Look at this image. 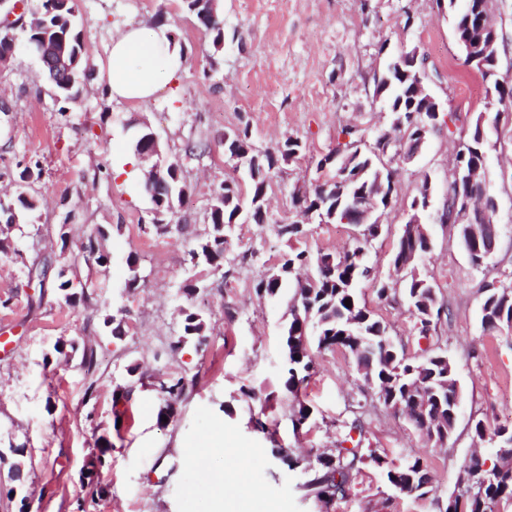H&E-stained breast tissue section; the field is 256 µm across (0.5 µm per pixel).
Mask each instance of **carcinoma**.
<instances>
[{
  "label": "carcinoma",
  "mask_w": 512,
  "mask_h": 512,
  "mask_svg": "<svg viewBox=\"0 0 512 512\" xmlns=\"http://www.w3.org/2000/svg\"><path fill=\"white\" fill-rule=\"evenodd\" d=\"M438 10L448 12L454 18L457 39L465 40L461 44L464 54L473 50L485 55L488 61L487 73L481 78H489L491 89L498 105L512 107V84L508 88H498L497 63L500 48L504 44L501 29L495 27L478 28L474 20V10L485 11V0H435ZM188 12L195 15L206 36L211 42L214 53L224 46V21L218 12L216 0H183ZM40 12L31 14L26 28V45L37 46L49 42L63 49L72 63L68 73H48L56 94L65 101H75L80 96L82 80L86 73L81 61L84 46L81 32L77 30L73 0H40ZM425 62L421 57L418 64L411 65L403 59V54L390 58L384 68L373 74V95L378 97L390 112L393 148L399 151L413 139H418L421 129L427 127L434 131L445 113L434 115L421 111L422 100L414 92V76ZM343 140L337 141L333 154L344 159L345 165H336V160L325 155L327 167L331 168V178L335 182L328 189H318L308 185L302 195L291 194L293 207L317 216L327 224L343 219L344 210L349 201L357 196H374L378 208L376 215L387 211L388 203L384 195L378 193L376 182L381 170L377 154L357 145L362 131L342 128ZM486 122L483 114H478L467 134L459 137L456 161L468 166L487 156ZM249 150L259 157L257 166L245 170L248 189L242 192L241 184L234 178L221 182L214 190L213 202L208 215L209 230L189 251L190 262L196 267L219 270L227 261L226 228L238 223L241 216L252 224L267 223L266 196L270 188L273 173L281 165L296 157L303 146L297 139H286L275 150L258 151L251 141L249 128L244 126L228 134L224 143V155L230 157L238 151ZM174 170L169 177L170 189L160 193L165 199H150L154 215H168L176 208L189 187L183 179L181 163L173 161ZM39 164L26 165L18 174V183L14 195L6 202H0V217L5 224L0 225V251L6 252L10 244L12 224L39 208V199L31 195L27 184L39 179ZM381 232L378 218H371L361 233L360 241L353 249L342 255L332 253L312 257L306 250H297L283 258L277 271L260 280L255 286L256 294L274 297L281 289L294 285L297 305L293 307L286 326L284 337L287 361L284 367V387L295 395L308 383L314 372L313 350L344 348L354 359L355 370L370 384L378 399L387 402L398 399L404 390L419 379L427 380V386L435 389L434 396L440 402L441 415L448 418V403L459 395L455 369L451 362H443L446 355L432 352L421 360H412L405 356L390 337L386 323L376 318L362 305L357 295V284L368 279L369 270L364 260L357 259L358 254L366 250L367 245ZM107 233L100 229L93 240H86L83 249L91 254L94 262L104 267L109 256L103 249L102 241ZM399 252L410 253L414 267L430 253L431 247L426 239L420 237L400 241ZM315 267L313 280L294 279L293 272L301 267ZM76 274L66 268L60 269L56 289L68 305H77L88 299L85 288H75ZM430 283L423 275L409 277L403 281L402 288H388L380 285L376 288L378 298L387 299L401 295L407 306L417 312L423 305L435 304V316H440L442 305L436 302L430 292ZM485 299L482 306V319L493 320L501 315L512 317V285L502 284L492 290L484 289ZM351 300L352 306L345 305ZM183 334L172 344L173 350L180 349L185 339L194 337L198 344L206 341L207 323L201 313L185 308L182 310ZM189 382L183 377H167L159 380V390L163 405L159 415L171 417L176 412V404L185 394ZM107 445L97 448L91 456L83 473V488L90 496L105 492L101 481L102 469L107 464ZM382 467L384 478L389 487L401 493L412 485H420L428 473L427 467L418 459L406 460L398 468H393L384 458L373 457ZM364 455L357 448H340L338 454L329 460L316 457V476L310 486L316 490L319 498L330 499L336 495H345L353 472L363 463ZM497 470L494 478L485 480L478 474L479 460L472 457L463 463L465 478L460 481L452 498L455 512H487V504L497 507L512 504V466L492 465Z\"/></svg>",
  "instance_id": "1"
}]
</instances>
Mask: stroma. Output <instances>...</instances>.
Listing matches in <instances>:
<instances>
[{
  "label": "stroma",
  "instance_id": "35a3bbf8",
  "mask_svg": "<svg viewBox=\"0 0 512 512\" xmlns=\"http://www.w3.org/2000/svg\"><path fill=\"white\" fill-rule=\"evenodd\" d=\"M88 73L76 101L58 99L38 61L17 48L0 66V198L15 188L20 160L39 162L42 175L29 191L40 200L31 219L13 231L0 252V512H213L217 500L240 512H440L456 490L461 465L472 454L494 458L474 443L472 418L491 427H512V335L481 325L483 282L512 271V124L488 127L496 147L488 156L491 190L499 205V244L492 259L474 267L454 229L430 222L433 247L421 263L447 315L420 338L404 301L379 299L373 281L359 285L367 308L388 324L409 357L428 350L453 361L461 389L456 430L439 445L420 435L402 414L368 399L358 441L366 459L346 495L317 498L314 471L289 469L278 448L314 459L351 447V410L364 382L344 349L315 353L306 387L291 395L282 386L281 336L289 319L291 289L258 297L255 283L292 249L341 254L360 233L353 224L307 223L300 242L278 236L277 227L298 220L290 194L298 183L320 178L318 160L336 145L341 127L361 128L374 140L390 128V114L373 96L372 74L386 56L410 47L427 59L428 88L454 128L433 131L410 164L393 161L397 196L385 216L368 261L377 278L393 282L392 266L405 210L430 173L434 207H441L453 179L456 139L484 111L487 85L464 63L453 19L434 0H218L224 49L212 47L182 0H75ZM131 22L171 26L187 57L178 83L146 103L110 101L99 78L106 48ZM248 126L260 149L299 139L303 152L281 165L267 194L268 224H237L230 255H242L232 274L192 266L188 252L208 229L215 188L233 173L224 156V135ZM149 127L162 157L182 160L190 189L174 214L170 232L157 229L143 189L149 162L135 159L134 130ZM198 147L186 157L187 144ZM73 227L69 245L60 224ZM103 228L107 266L85 260L80 240ZM137 256L145 284L130 290L128 256ZM52 261L71 266L89 287L88 302L65 304L52 286L28 281L30 268ZM209 289L186 298V280ZM204 314L210 331L204 345L187 342L171 351L180 334L181 311ZM121 314L124 333L104 323ZM93 348L98 367L86 376L79 355L55 357L57 341ZM187 378L177 414L161 420L159 379ZM130 388L120 399L117 388ZM254 398H247V391ZM312 412L294 431L298 405ZM260 419L266 433L254 430ZM224 441V464L235 475L216 490L189 451ZM110 444L102 482L90 496L82 473L98 445ZM393 461L419 458L433 477L426 499L401 495L383 482L370 453ZM24 461L21 475L12 466Z\"/></svg>",
  "mask_w": 512,
  "mask_h": 512
}]
</instances>
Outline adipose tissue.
I'll use <instances>...</instances> for the list:
<instances>
[{"label":"adipose tissue","mask_w":512,"mask_h":512,"mask_svg":"<svg viewBox=\"0 0 512 512\" xmlns=\"http://www.w3.org/2000/svg\"><path fill=\"white\" fill-rule=\"evenodd\" d=\"M185 65L171 27L132 22L113 38L101 80L110 100L144 103L178 81Z\"/></svg>","instance_id":"1"}]
</instances>
